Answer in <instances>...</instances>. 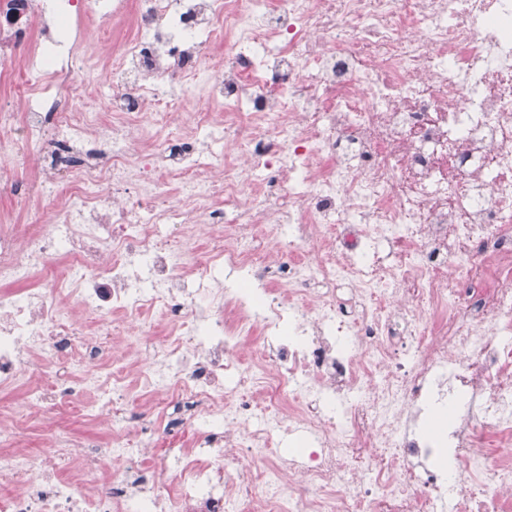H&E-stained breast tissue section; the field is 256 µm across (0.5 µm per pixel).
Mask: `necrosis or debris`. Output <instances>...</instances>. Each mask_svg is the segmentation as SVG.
<instances>
[{
	"instance_id": "1",
	"label": "necrosis or debris",
	"mask_w": 512,
	"mask_h": 512,
	"mask_svg": "<svg viewBox=\"0 0 512 512\" xmlns=\"http://www.w3.org/2000/svg\"><path fill=\"white\" fill-rule=\"evenodd\" d=\"M33 12L0 0V130L13 164L66 152L20 197L52 231L0 229V283L28 286L0 293V388L24 387L0 512H512V0H66L124 30L108 120L61 106L83 39L63 66L44 28L20 70ZM285 231L282 288L261 242ZM133 329L149 366L113 352ZM144 400L161 426L194 405L195 447L125 424ZM41 22L39 12H37L27 23L28 36L24 40L21 39L17 41L15 44V51L18 57H20V64L24 66H28L32 58L33 54L30 48V39L37 35L38 30L41 27Z\"/></svg>"
}]
</instances>
